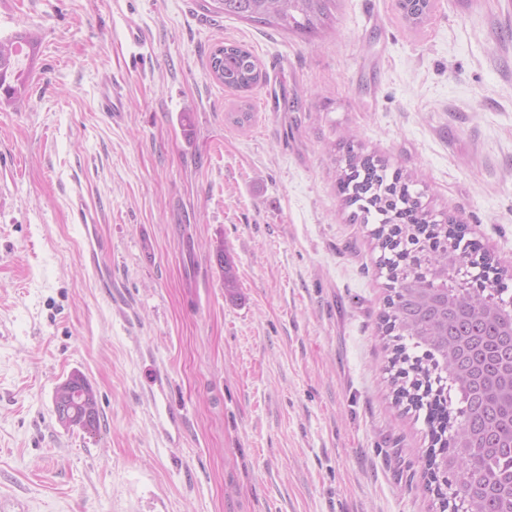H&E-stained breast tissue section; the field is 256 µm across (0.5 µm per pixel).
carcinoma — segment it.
Returning a JSON list of instances; mask_svg holds the SVG:
<instances>
[{
	"label": "carcinoma",
	"mask_w": 512,
	"mask_h": 512,
	"mask_svg": "<svg viewBox=\"0 0 512 512\" xmlns=\"http://www.w3.org/2000/svg\"><path fill=\"white\" fill-rule=\"evenodd\" d=\"M203 7L216 15L305 36H314L336 22V0H204ZM37 47V39L31 35L0 39V94L6 99L17 98L25 89L27 70L22 61L33 59ZM209 67L217 81L244 95L265 81L256 57L236 43L216 45L210 52ZM347 145L338 194L363 212L372 208L382 215L372 236L381 249L391 246L399 251L398 258L388 261L393 295L387 298V310L380 314L384 333L391 341L390 368L396 369L392 377L395 401L426 410L432 440L448 437L450 483L459 497L455 512H512V494L508 492L479 499L468 495L475 481H491L512 470V423L499 424L492 438L470 448L451 445L473 427L469 369L448 339V323L426 313L425 307L434 296L443 294L463 311V319L454 329L486 336L493 335L499 323L512 316V309L502 305L496 283L490 281L479 288L471 285L466 271L467 248L449 244L453 233L448 225L417 223L418 215L424 212L420 194L412 193L401 175L387 181L380 161L357 153L351 140ZM215 255L224 287H235L232 267L224 259V244L216 245ZM411 347L422 349V355H410ZM53 403L63 426H76L89 434L98 431L97 396L82 376L74 374L59 384ZM448 484L437 482L429 491L446 503Z\"/></svg>",
	"instance_id": "cac0c4a2"
}]
</instances>
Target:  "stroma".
Segmentation results:
<instances>
[{
    "label": "stroma",
    "instance_id": "stroma-1",
    "mask_svg": "<svg viewBox=\"0 0 512 512\" xmlns=\"http://www.w3.org/2000/svg\"><path fill=\"white\" fill-rule=\"evenodd\" d=\"M28 31L25 90L0 97V512H440L380 338L379 218L336 181L353 139L512 269V0L418 25L336 0L312 37L202 0H0V39ZM224 40L266 74L242 128L208 65ZM75 371L93 435L54 413Z\"/></svg>",
    "mask_w": 512,
    "mask_h": 512
}]
</instances>
